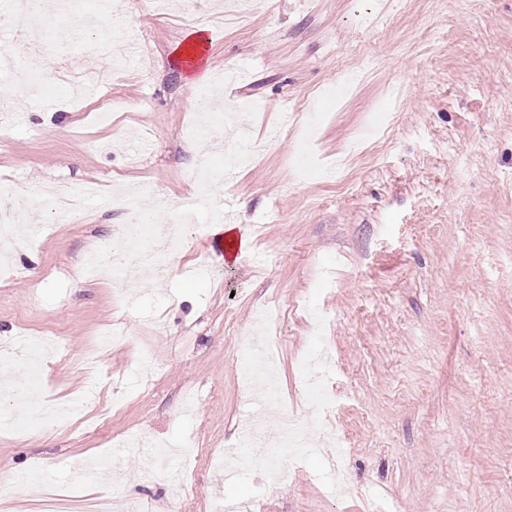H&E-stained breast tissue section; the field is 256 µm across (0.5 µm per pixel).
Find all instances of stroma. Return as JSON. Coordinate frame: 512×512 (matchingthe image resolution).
Here are the masks:
<instances>
[{"label":"stroma","mask_w":512,"mask_h":512,"mask_svg":"<svg viewBox=\"0 0 512 512\" xmlns=\"http://www.w3.org/2000/svg\"><path fill=\"white\" fill-rule=\"evenodd\" d=\"M138 53L75 108L68 81L85 40L34 47L28 22L0 36V58L53 82L52 108L0 111V178L26 197L39 238L18 236L0 272V346L54 347L33 385L28 350L0 360L35 409L82 398L120 407L111 430L20 419L0 433V484L39 479L79 500L107 490L145 512H512V0H273L217 26L212 0L167 19L117 0ZM212 29L211 74L242 68L229 102L251 99L232 132L193 138L196 80L173 57L187 24ZM316 113L276 149L214 180L213 197L249 249L222 263L204 206L164 276L124 287L110 257L85 277L91 244L135 212L90 203L82 220L48 214L42 191L104 181L106 194L183 201L201 159L224 170L230 138L260 139L282 112ZM305 176L291 181L292 159ZM124 337L82 357L112 325ZM324 357L330 415L292 457L289 420L309 421L302 365ZM201 447L188 460L185 444ZM111 454L117 478L77 483L74 462ZM347 477L329 495L333 465Z\"/></svg>","instance_id":"35a3bbf8"}]
</instances>
